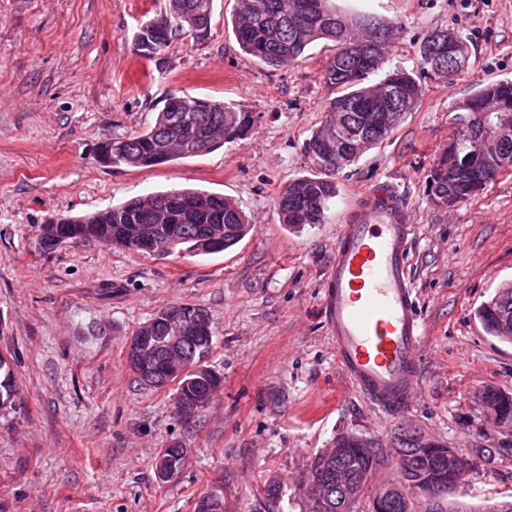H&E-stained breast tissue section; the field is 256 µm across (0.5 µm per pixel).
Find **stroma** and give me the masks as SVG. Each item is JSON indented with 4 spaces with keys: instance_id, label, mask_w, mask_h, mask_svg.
<instances>
[{
    "instance_id": "stroma-1",
    "label": "stroma",
    "mask_w": 512,
    "mask_h": 512,
    "mask_svg": "<svg viewBox=\"0 0 512 512\" xmlns=\"http://www.w3.org/2000/svg\"><path fill=\"white\" fill-rule=\"evenodd\" d=\"M239 0H214L211 27L180 38L159 61L133 51L140 26L169 0H0V355L15 396L0 407V512H194L201 493L224 512H308L312 459L342 435L392 447L416 432L470 463L456 501L487 512L512 495V456L473 455L486 434V387L512 393V344L486 334L476 309L512 284V173L446 208L430 196L433 162L482 85L512 80V0H335L400 23L390 67L419 78L421 96L391 135L336 174L324 223L295 231L275 200L311 175L304 144L335 97L321 73L336 53L316 42L269 66L244 54L227 22ZM458 33L466 67L429 77L420 44ZM245 107L252 129L204 156L152 168H110L94 152L154 122L171 94ZM386 184L416 224L410 270L424 319L422 386L412 410L372 407L336 370L323 280L336 230L361 185ZM178 188L224 194L252 231L206 256H155L69 242L37 250L52 216L79 215ZM205 308L206 366L224 377L206 407L177 415L175 388L141 383L127 344L161 308ZM188 450L172 480L156 479L162 448ZM275 497H267V489Z\"/></svg>"
}]
</instances>
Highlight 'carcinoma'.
Returning <instances> with one entry per match:
<instances>
[{
  "label": "carcinoma",
  "mask_w": 512,
  "mask_h": 512,
  "mask_svg": "<svg viewBox=\"0 0 512 512\" xmlns=\"http://www.w3.org/2000/svg\"><path fill=\"white\" fill-rule=\"evenodd\" d=\"M212 12L213 0H169L168 13L141 25L134 50L151 59L176 39L203 37L210 30ZM231 24L240 49L272 66L297 61L317 41L336 43V55L323 70L322 78L328 86L340 90V94L326 106L324 128L314 133L304 146L316 174L291 182L276 200L282 223L290 227L322 224L328 202L336 196L333 176L394 130V126L384 122L389 104L378 97V87L401 99L404 112H411L417 106L420 97L417 80L401 69L385 70V54L372 40V35L377 33L382 44L387 45L396 37L400 26L366 12L346 14L336 9L333 0H243L232 15ZM447 42L448 30L435 29L427 33L420 46L423 68L444 80L450 73L446 68L436 67L435 58L446 54ZM381 71L385 75L370 83V77ZM491 106L512 113L511 81L484 85L458 106V111L466 113L465 122L451 136L454 149L441 152L428 180L431 195L444 206L450 199L459 203L480 194L512 167L511 132L501 137L500 150L470 156L471 139L481 130ZM327 127L332 128L334 139L355 150L340 166L336 157L327 154L324 142ZM250 128V116L239 105L173 94L150 126L105 142L102 148L112 152L114 167L151 168L214 152L241 138ZM150 202L163 214L161 223L154 225L155 244L165 247L166 254L198 256L223 252L239 243L251 229L242 211L223 195L203 189H179L133 197L90 214L62 216L54 224L42 225L40 250L53 251L70 241H94L146 254L142 228L150 223L146 209ZM172 310L190 316H208L205 309L195 305H168L140 326L135 335H165L167 315ZM477 317L490 336L511 344L512 286L500 289L484 303L477 310ZM171 375L172 370L164 361L158 362L148 374L137 373L142 382L157 388L165 386L163 379ZM221 384L220 374L202 364L189 369L176 382L175 394L200 410L208 404L210 389ZM11 389L12 370L0 357L1 403L10 398ZM481 401L500 406L501 423L512 426L511 394L487 387L481 393ZM375 448L377 455L373 460L362 458L354 463L347 456L341 465L351 471L372 461H392L396 469L402 468V459L393 457L390 450L378 444Z\"/></svg>",
  "instance_id": "cac0c4a2"
}]
</instances>
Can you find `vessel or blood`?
Here are the masks:
<instances>
[{"label":"vessel or blood","instance_id":"1","mask_svg":"<svg viewBox=\"0 0 512 512\" xmlns=\"http://www.w3.org/2000/svg\"><path fill=\"white\" fill-rule=\"evenodd\" d=\"M414 231L396 189L357 188L324 282L322 312L339 372L393 415L411 407L422 375L423 321L408 273Z\"/></svg>","mask_w":512,"mask_h":512}]
</instances>
